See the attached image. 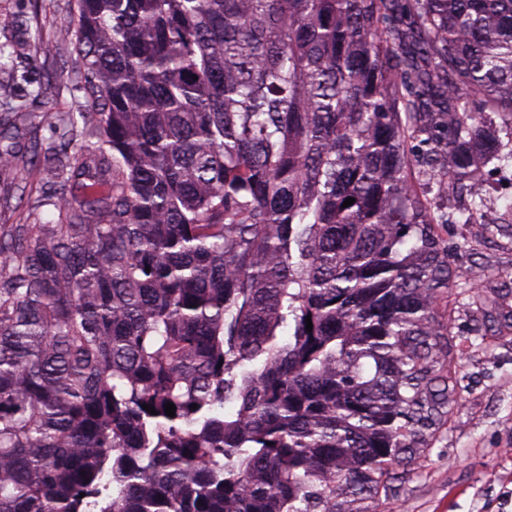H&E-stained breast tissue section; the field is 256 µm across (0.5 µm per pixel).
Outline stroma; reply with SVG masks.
I'll return each mask as SVG.
<instances>
[{
    "instance_id": "1",
    "label": "stroma",
    "mask_w": 512,
    "mask_h": 512,
    "mask_svg": "<svg viewBox=\"0 0 512 512\" xmlns=\"http://www.w3.org/2000/svg\"><path fill=\"white\" fill-rule=\"evenodd\" d=\"M30 12V0H0V43L14 47L0 68V109L70 111L82 93L74 60L54 39L57 24L70 18L69 2L44 0L37 21L21 24ZM30 182L23 165L0 179V224L17 223L24 211L40 224L56 220L53 207L28 209L21 190ZM492 270L499 274L494 289H512V233L470 239L456 263L461 283ZM460 364L452 430L426 456L399 467L404 483L385 512H512V335L491 354L464 351Z\"/></svg>"
}]
</instances>
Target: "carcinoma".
Instances as JSON below:
<instances>
[{"label": "carcinoma", "instance_id": "1", "mask_svg": "<svg viewBox=\"0 0 512 512\" xmlns=\"http://www.w3.org/2000/svg\"><path fill=\"white\" fill-rule=\"evenodd\" d=\"M62 37L92 111L30 158L57 221L0 224V512H382L457 297L512 320L448 243L512 160V0H74Z\"/></svg>", "mask_w": 512, "mask_h": 512}]
</instances>
